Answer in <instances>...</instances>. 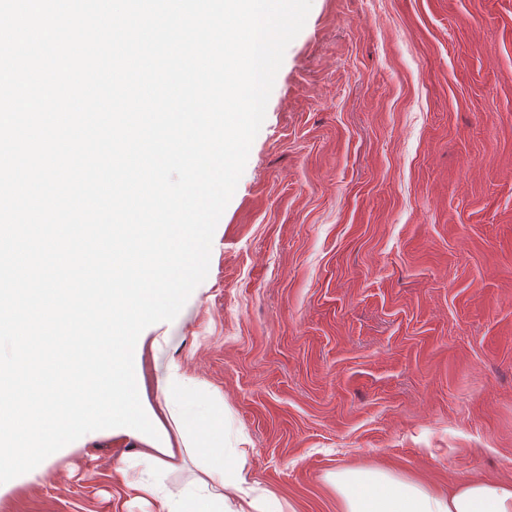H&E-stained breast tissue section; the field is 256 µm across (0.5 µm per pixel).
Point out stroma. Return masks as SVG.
I'll use <instances>...</instances> for the list:
<instances>
[{
  "label": "stroma",
  "mask_w": 512,
  "mask_h": 512,
  "mask_svg": "<svg viewBox=\"0 0 512 512\" xmlns=\"http://www.w3.org/2000/svg\"><path fill=\"white\" fill-rule=\"evenodd\" d=\"M171 328L285 512L340 468L512 486V0H312ZM146 446L87 433L0 512H162Z\"/></svg>",
  "instance_id": "1"
}]
</instances>
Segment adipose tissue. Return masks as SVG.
<instances>
[{
    "mask_svg": "<svg viewBox=\"0 0 512 512\" xmlns=\"http://www.w3.org/2000/svg\"><path fill=\"white\" fill-rule=\"evenodd\" d=\"M160 412L179 431V445L200 458V473L178 492L162 490L157 476L177 469L179 460L150 448L142 452L137 478L120 470L140 499H158L163 512H284L267 494L254 497L237 465L242 449L224 430V403L203 393L173 359L155 365ZM342 512H512V487L467 481L446 494L373 469H340L329 478Z\"/></svg>",
    "mask_w": 512,
    "mask_h": 512,
    "instance_id": "ef3b65f1",
    "label": "adipose tissue"
}]
</instances>
